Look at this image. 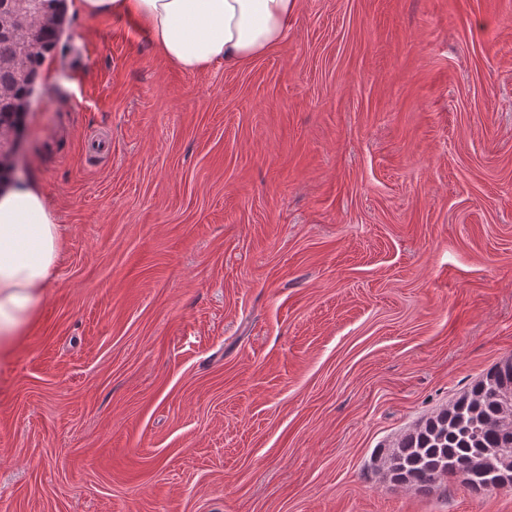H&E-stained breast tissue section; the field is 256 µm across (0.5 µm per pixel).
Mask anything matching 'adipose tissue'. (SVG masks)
Masks as SVG:
<instances>
[{
	"label": "adipose tissue",
	"instance_id": "adipose-tissue-1",
	"mask_svg": "<svg viewBox=\"0 0 512 512\" xmlns=\"http://www.w3.org/2000/svg\"><path fill=\"white\" fill-rule=\"evenodd\" d=\"M84 15L135 18L173 67H243L285 42L299 0H73ZM63 235L42 188H0V359L12 355L57 274Z\"/></svg>",
	"mask_w": 512,
	"mask_h": 512
}]
</instances>
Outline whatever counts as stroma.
<instances>
[{
    "label": "stroma",
    "mask_w": 512,
    "mask_h": 512,
    "mask_svg": "<svg viewBox=\"0 0 512 512\" xmlns=\"http://www.w3.org/2000/svg\"><path fill=\"white\" fill-rule=\"evenodd\" d=\"M20 145L64 245L0 512H512L382 466L512 357V0H300L198 74L72 10Z\"/></svg>",
    "instance_id": "obj_1"
}]
</instances>
